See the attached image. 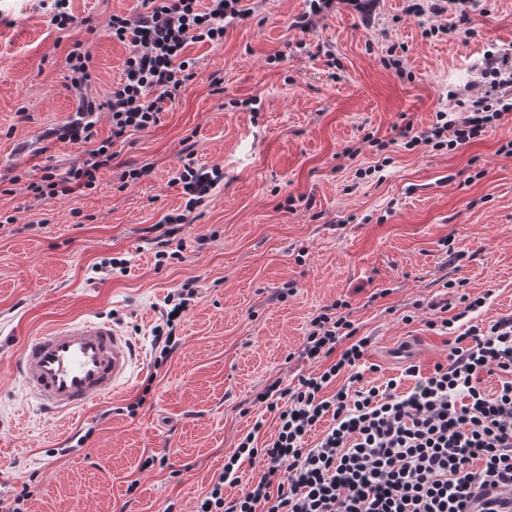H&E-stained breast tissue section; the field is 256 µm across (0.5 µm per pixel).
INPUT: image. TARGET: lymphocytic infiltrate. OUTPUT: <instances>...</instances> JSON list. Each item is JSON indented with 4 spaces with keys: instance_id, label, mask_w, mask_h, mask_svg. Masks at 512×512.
Here are the masks:
<instances>
[{
    "instance_id": "lymphocytic-infiltrate-1",
    "label": "lymphocytic infiltrate",
    "mask_w": 512,
    "mask_h": 512,
    "mask_svg": "<svg viewBox=\"0 0 512 512\" xmlns=\"http://www.w3.org/2000/svg\"><path fill=\"white\" fill-rule=\"evenodd\" d=\"M469 0H408L407 14H452L450 36L476 33ZM242 0H142L135 15H113L109 34L129 55L106 106L109 140L62 173L29 184L34 196L69 195L92 188L97 172L112 163L113 142L158 124L162 104L193 76L187 46L222 44L228 24L245 20ZM491 90L461 111L440 112L423 129L405 124L407 146L454 150L496 128L512 113V58L486 55ZM219 166L184 163L175 174L187 197L182 213L165 216L157 259H180L174 241L181 224L201 207L222 180ZM190 284L168 297L172 308L156 330L164 364L178 345L176 316L188 311ZM370 337L357 336L345 315L321 311L299 353L315 365L297 387L271 384L256 397L275 413L277 431L258 443L242 436L196 512H499L481 500L483 489L512 490V315L488 327L469 325L455 338L447 363L429 374L406 367L411 387L390 378L367 381ZM499 384L489 390L488 375ZM260 464L256 478L242 481L243 464Z\"/></svg>"
}]
</instances>
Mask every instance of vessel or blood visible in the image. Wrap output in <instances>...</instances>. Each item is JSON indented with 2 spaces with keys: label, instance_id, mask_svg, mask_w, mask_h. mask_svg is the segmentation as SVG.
<instances>
[{
  "label": "vessel or blood",
  "instance_id": "vessel-or-blood-1",
  "mask_svg": "<svg viewBox=\"0 0 512 512\" xmlns=\"http://www.w3.org/2000/svg\"><path fill=\"white\" fill-rule=\"evenodd\" d=\"M136 361L131 341L111 321L85 318L27 340L16 369L48 412L72 416L126 386Z\"/></svg>",
  "mask_w": 512,
  "mask_h": 512
}]
</instances>
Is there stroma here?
<instances>
[{
  "mask_svg": "<svg viewBox=\"0 0 512 512\" xmlns=\"http://www.w3.org/2000/svg\"><path fill=\"white\" fill-rule=\"evenodd\" d=\"M404 5L340 4L304 33L291 22L306 0H262L221 46L187 47L196 76L157 125L114 145L95 189L37 198L25 184L87 156V145L48 135L82 99L99 105L95 142L110 136L104 103L129 48L109 23L141 2L70 0L60 29L49 0H0L1 492L30 483L28 512H194L240 437L257 423L261 438L275 433L254 398L310 372L298 354L323 306L347 301L348 320L372 339L378 383L447 361L454 334L428 326L446 282L485 297L480 326L512 313V155L500 151L512 113L453 151L409 149L399 135L489 89L482 61L512 53V0H484L465 42L425 37L449 16L416 19ZM77 42L91 56L80 93L65 64ZM391 44L403 49L402 72L382 62ZM368 132L383 148L364 142ZM189 148L224 179L183 225L181 260L159 268L155 226L184 204L174 176ZM130 164L147 172L121 183ZM111 257L126 271L96 272ZM186 282L199 297L156 366L166 297ZM77 317L112 320L140 362L112 398L63 419L27 395L14 360L26 340ZM409 337L411 360L395 358Z\"/></svg>",
  "mask_w": 512,
  "mask_h": 512,
  "instance_id": "obj_1",
  "label": "stroma"
}]
</instances>
